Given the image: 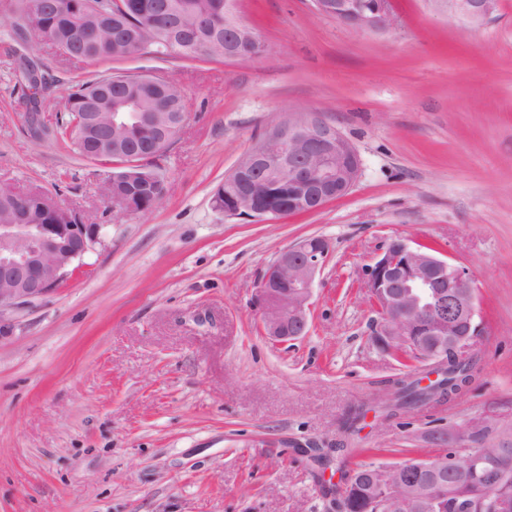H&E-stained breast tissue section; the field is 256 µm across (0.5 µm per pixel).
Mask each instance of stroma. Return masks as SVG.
Returning <instances> with one entry per match:
<instances>
[{
	"label": "stroma",
	"instance_id": "stroma-1",
	"mask_svg": "<svg viewBox=\"0 0 512 512\" xmlns=\"http://www.w3.org/2000/svg\"><path fill=\"white\" fill-rule=\"evenodd\" d=\"M0 0V186L45 191L108 227L68 284L9 311L0 339V512H336V437L368 410L347 461L380 449L442 452L431 436L479 421L484 444L512 423V0L479 26L394 0L395 26L364 33L309 0H240L267 51L241 63L159 58L113 71L165 77L185 124L149 161L165 183L144 214L100 196L111 166L27 131L19 56L53 80L54 127L76 81L102 67L12 32ZM317 112L357 149L353 188L310 214L224 216L214 189L266 130ZM332 255L317 276L307 336L264 337L255 303L275 256L309 237ZM436 242L479 285L487 332L469 394L381 421L400 366L377 347L362 279L394 237Z\"/></svg>",
	"mask_w": 512,
	"mask_h": 512
}]
</instances>
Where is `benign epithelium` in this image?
I'll return each mask as SVG.
<instances>
[{"label": "benign epithelium", "mask_w": 512, "mask_h": 512, "mask_svg": "<svg viewBox=\"0 0 512 512\" xmlns=\"http://www.w3.org/2000/svg\"><path fill=\"white\" fill-rule=\"evenodd\" d=\"M437 9L450 12L479 26L495 11L498 0H428ZM313 10L361 32H384L396 23L392 0H311ZM234 39L263 44L261 36L244 23L239 5L232 11ZM140 116L134 110L109 114L79 112L74 124L93 128L107 139ZM157 131L154 155L162 154L183 123L154 120ZM84 158L140 170L143 155L126 152L114 159L110 153L91 149ZM361 160L355 147L316 112L300 113L271 127L263 138L224 178L240 182L242 189L224 197L227 217L268 220L259 200L266 185L264 174L274 171L288 181L290 205L305 213L320 210L333 197L346 194L359 177ZM21 193L0 188V201L7 221L0 222V339L12 333L6 312L30 305L54 293L84 267V259L104 243L106 225L88 224L62 208L49 193L41 192L48 222L32 224L33 211L13 205ZM330 243L310 237L281 251L261 277L257 300L259 324L270 340L286 344L307 335L310 326L313 287L325 267ZM365 288L377 314L375 341L390 352L404 348L437 367L448 352L461 356L475 338L485 332L479 303V286L470 269L451 262L440 253L395 237L364 270ZM479 432V424L453 429V459L459 467L484 461L486 451L467 442ZM435 471L448 475V461L441 455L421 456L400 464L375 465L369 482L378 491L368 512H415L419 503L453 512H469L459 500L445 503V485L420 483L414 474Z\"/></svg>", "instance_id": "benign-epithelium-1"}]
</instances>
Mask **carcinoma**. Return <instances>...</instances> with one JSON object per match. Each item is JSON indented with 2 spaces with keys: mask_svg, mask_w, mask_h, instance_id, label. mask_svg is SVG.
Wrapping results in <instances>:
<instances>
[{
  "mask_svg": "<svg viewBox=\"0 0 512 512\" xmlns=\"http://www.w3.org/2000/svg\"><path fill=\"white\" fill-rule=\"evenodd\" d=\"M33 0H18V8L13 22L14 31L22 35L27 32L25 18L29 17ZM55 4L43 13L37 22L38 38L58 49H74L79 59L93 63H110L126 60L138 54V44L148 39L153 54L165 56L174 51L186 60L207 59L219 61L218 44L224 42L229 21L230 0H167L169 11L160 16L155 11L158 0H121L114 4L112 16V37L100 31V24L90 19L91 4L98 0H51ZM107 77L102 72L92 78L79 80L65 99V112L57 120L58 136L69 141L71 149L79 156L86 148L82 131L71 124L73 113L80 111L84 98L92 95L100 80ZM176 85L167 89L139 75L129 76L125 85L116 92L123 99L133 101L148 112H175ZM152 129L147 126L133 128L129 133L118 132L112 145L128 143L138 146L143 152L150 150L149 140ZM163 180L151 170L141 176L120 182L116 190L119 194L140 200L151 205L160 193ZM290 195L288 182L271 180L263 204L280 206ZM480 374L478 360L469 357L458 361H448V370L439 380L428 386H420L416 379L417 370L411 368L402 377L394 380L395 388L391 398L383 405V414L393 417L419 406H427L447 400L465 387H471ZM499 448L502 453L494 467H481L474 472L455 479L449 493L473 505V512H485L482 505L497 495L512 496V426L506 427L499 435ZM364 463H356L354 488L343 492L336 499V512H366L368 499L374 494L364 480Z\"/></svg>",
  "mask_w": 512,
  "mask_h": 512,
  "instance_id": "obj_1",
  "label": "carcinoma"
}]
</instances>
